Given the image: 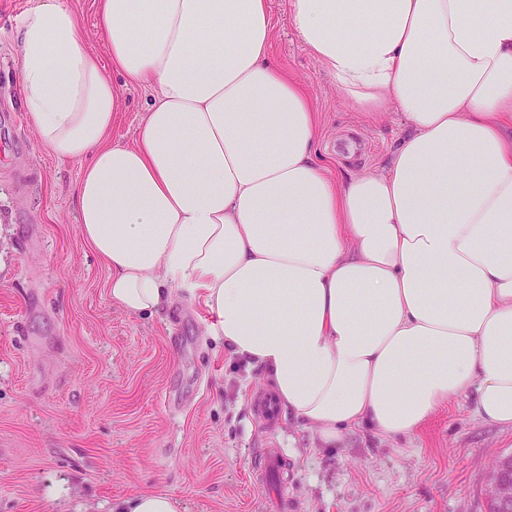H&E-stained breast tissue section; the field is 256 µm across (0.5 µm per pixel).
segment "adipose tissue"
Returning a JSON list of instances; mask_svg holds the SVG:
<instances>
[{"mask_svg":"<svg viewBox=\"0 0 512 512\" xmlns=\"http://www.w3.org/2000/svg\"><path fill=\"white\" fill-rule=\"evenodd\" d=\"M347 103L408 129L379 172L316 161L311 95L271 60L269 0H100L109 63L67 0L18 36L39 141L82 173L75 208L113 305L176 291L323 446L416 433L467 400L512 429V0H288ZM154 96L132 145L121 85Z\"/></svg>","mask_w":512,"mask_h":512,"instance_id":"adipose-tissue-1","label":"adipose tissue"}]
</instances>
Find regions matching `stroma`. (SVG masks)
Instances as JSON below:
<instances>
[{"mask_svg": "<svg viewBox=\"0 0 512 512\" xmlns=\"http://www.w3.org/2000/svg\"><path fill=\"white\" fill-rule=\"evenodd\" d=\"M39 0H0V512H112L140 490L180 512H487L489 463L512 454V429L472 418L465 402L416 434H346L318 447L288 416L254 418L261 370L207 334L177 301L142 318L113 305L108 270L83 243L74 194L82 166L36 136L17 79L22 16ZM272 57L312 95L318 153L330 175L387 167L407 129L397 115L353 111L295 33L287 0H269ZM151 90H121L109 141L134 142ZM282 482L252 470L270 446Z\"/></svg>", "mask_w": 512, "mask_h": 512, "instance_id": "35a3bbf8", "label": "stroma"}]
</instances>
